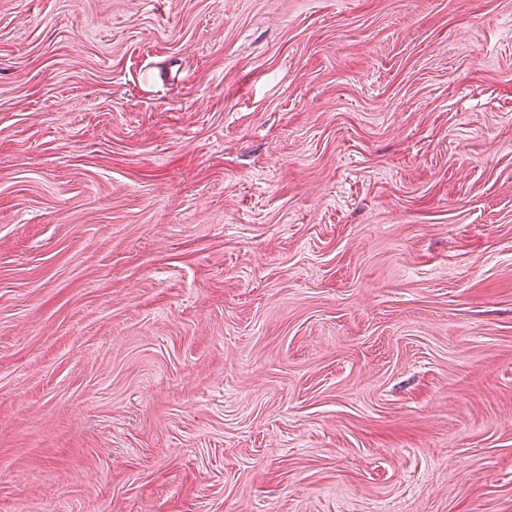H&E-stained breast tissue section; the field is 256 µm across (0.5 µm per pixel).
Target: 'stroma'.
Here are the masks:
<instances>
[{
  "label": "stroma",
  "instance_id": "obj_1",
  "mask_svg": "<svg viewBox=\"0 0 512 512\" xmlns=\"http://www.w3.org/2000/svg\"><path fill=\"white\" fill-rule=\"evenodd\" d=\"M0 512H512V0H0Z\"/></svg>",
  "mask_w": 512,
  "mask_h": 512
}]
</instances>
